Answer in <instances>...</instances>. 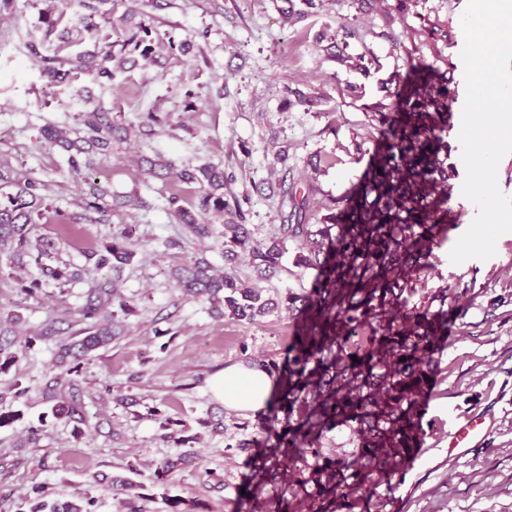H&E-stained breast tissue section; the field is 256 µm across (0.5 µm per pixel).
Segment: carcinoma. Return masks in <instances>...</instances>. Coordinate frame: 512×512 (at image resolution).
Segmentation results:
<instances>
[{
  "label": "carcinoma",
  "instance_id": "1",
  "mask_svg": "<svg viewBox=\"0 0 512 512\" xmlns=\"http://www.w3.org/2000/svg\"><path fill=\"white\" fill-rule=\"evenodd\" d=\"M124 14L134 35L148 37L151 30L138 19L139 0ZM111 0H66L68 7H85L91 13L82 18L76 37L67 36L56 55L42 58L45 76L52 83L73 81L83 73L95 72L100 79L113 78L112 42L104 26L112 24ZM94 42V50L72 58L62 52L73 44ZM410 70L389 103L372 108L371 126L377 132L375 150L361 185L343 200V208L324 216L319 224L303 219L309 211L308 195L294 189L283 193L282 204L291 205L301 217L296 224L279 226L278 236L259 243L245 224L242 212L237 219L224 222V256L243 257L257 282L268 281L281 269L288 243L297 245L295 264L316 271L307 292H290L281 303L266 299L262 291L242 280L216 274L202 258L191 257L175 269V288L191 299H203L209 310L224 317L253 322L280 307L295 316L300 333L288 345L286 382L275 400L279 410L297 414L278 442L275 454L293 456L303 447L319 456L314 448L320 433L336 424L353 423L365 450V460L345 466L349 474L337 478L336 460L326 458L316 467L307 493L311 512H336L340 503L345 512H355L359 493L374 480H389L419 447L421 430L417 426V396L427 382L436 377L435 354L439 336L448 334V288L422 297L418 305H409L418 287L425 286L434 265L428 262L439 246L442 225L448 223V131L450 80L440 67L427 62L409 63ZM128 129L117 124L108 109L96 105L79 115L74 137L54 125L44 126L48 142L61 144L68 155L69 170L91 174L94 156L112 149ZM177 179L198 185L197 202L192 208L182 197H168L170 210L179 217L188 233L201 240L212 235L201 216H224V170L204 164L182 169ZM44 185L38 181L20 183L0 171V262L13 270L31 267V276L21 291L38 299L45 282L58 286L79 282L85 268L71 263L52 266L55 244L51 240L32 241L31 231L48 210ZM109 190L92 183L83 208L88 213H109L105 199ZM140 244L123 232L112 241L85 254L93 268L105 273L85 292V303L70 307L61 302L62 314L75 330L68 336L56 335V320L31 336L26 343L54 342V366L65 374L51 378L42 389L48 411L38 423L28 425L27 441L35 444L48 426V420L72 425L78 440L89 426L88 405L79 384L82 365L93 354L108 347L121 333L118 313L110 310L117 297V284L106 276L133 263ZM439 306H434V303ZM21 320L17 312L0 317V373H7L19 361L12 350L16 328ZM30 391L17 374L10 393L0 391V427L18 420L20 411L3 406L16 403ZM162 428L177 452L154 465L153 487L160 490L166 512H198L207 506L185 500L169 491L171 474L190 467L197 458L198 432L180 420L166 419ZM94 487L104 488L116 501L117 512H141L143 484L128 478L103 475L94 477ZM98 498L80 501L50 502L44 488L35 485L29 492V512H96Z\"/></svg>",
  "mask_w": 512,
  "mask_h": 512
}]
</instances>
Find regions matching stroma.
Segmentation results:
<instances>
[{
	"instance_id": "35a3bbf8",
	"label": "stroma",
	"mask_w": 512,
	"mask_h": 512,
	"mask_svg": "<svg viewBox=\"0 0 512 512\" xmlns=\"http://www.w3.org/2000/svg\"><path fill=\"white\" fill-rule=\"evenodd\" d=\"M143 2L154 43L150 56L128 47L132 30L121 16L129 0H114L112 50L126 63L111 81L86 73L74 86L48 83L40 60L53 54L75 22L73 9L50 34L42 22L47 0H12L0 11V169L44 183L49 209L38 236L55 242L61 260L79 265L83 251L125 230L142 246L119 285L129 307L121 318L124 333L82 369L92 396L83 438L73 439L70 426L58 424L47 428L37 447L24 446L27 426L47 410L39 390L56 368L51 344L16 341L20 361L16 372L0 374V389L19 373L30 392L16 405L21 420L0 428V512H27L35 484L45 486L50 501L96 492L97 512H116L111 494L92 487L101 472L132 476L144 486L142 512H166L149 485L152 463L174 453L162 425L168 418L193 425L208 416L224 420L223 433L203 431L197 446L200 470L210 477L177 471L171 493L202 500L210 512H308L306 500L292 490L296 480L310 477L313 456L298 453L282 462L275 481L253 477L250 452L273 447L288 425L285 414L225 410L209 388L211 376L233 364L282 367L296 321L280 310L252 323L218 318L207 302L181 296L172 272L187 257L205 258L246 282L252 272L244 261L225 259L220 234L189 239L169 210L166 199L173 193L194 203V187L140 174L135 159L159 157L176 171L204 163L223 168L225 198L241 207L257 240L277 234L288 214L280 200L290 188L313 185L311 221L319 223L327 204L359 183L374 151L367 112L386 102L409 57L451 69L454 85L464 86L461 17L468 0ZM30 31L44 39L40 56L19 48ZM78 86L130 128L128 140L95 158L98 183L132 199L100 224L84 218L89 182L69 172L67 152L42 137L49 123L76 128ZM149 112L156 121L145 136L138 127ZM460 127L449 120L448 165L456 175L448 181L446 236L432 252L434 270L425 284L429 294L448 290V342L421 420L425 445L405 471L369 486L365 512H512V232L498 239L494 257L451 264L450 250L476 215L461 194ZM280 153L286 163L277 162ZM182 239L185 249L169 248V241ZM296 254L289 247L282 269L263 282L265 297L309 290L315 272L297 266ZM20 288L15 276L0 273V313L18 312L22 329L36 331L59 316L60 301L82 304L87 286L75 284L63 294L49 284L38 302L24 299ZM475 412L487 415L486 440L464 456H449L450 436ZM247 441L251 451L240 450ZM318 446L344 463L361 453L346 423L323 431Z\"/></svg>"
}]
</instances>
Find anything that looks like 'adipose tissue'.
Wrapping results in <instances>:
<instances>
[{"mask_svg": "<svg viewBox=\"0 0 512 512\" xmlns=\"http://www.w3.org/2000/svg\"><path fill=\"white\" fill-rule=\"evenodd\" d=\"M210 387L226 409L254 414L268 407L277 389V377L260 364L238 363L213 376Z\"/></svg>", "mask_w": 512, "mask_h": 512, "instance_id": "1", "label": "adipose tissue"}]
</instances>
